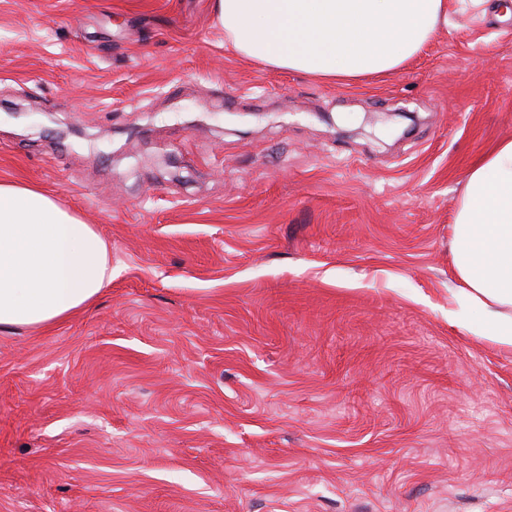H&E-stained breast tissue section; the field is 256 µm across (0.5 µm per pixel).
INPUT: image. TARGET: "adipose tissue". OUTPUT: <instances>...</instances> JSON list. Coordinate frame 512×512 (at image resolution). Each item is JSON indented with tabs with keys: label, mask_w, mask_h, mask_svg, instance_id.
Masks as SVG:
<instances>
[{
	"label": "adipose tissue",
	"mask_w": 512,
	"mask_h": 512,
	"mask_svg": "<svg viewBox=\"0 0 512 512\" xmlns=\"http://www.w3.org/2000/svg\"><path fill=\"white\" fill-rule=\"evenodd\" d=\"M224 44L277 69L347 84L415 57L447 0H213ZM455 321L512 346V139L467 174L454 222ZM112 281L105 240L41 188L0 181V326L40 328L90 306Z\"/></svg>",
	"instance_id": "adipose-tissue-1"
}]
</instances>
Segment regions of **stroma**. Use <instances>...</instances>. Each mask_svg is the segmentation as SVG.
Returning a JSON list of instances; mask_svg holds the SVG:
<instances>
[{"label":"stroma","mask_w":512,"mask_h":512,"mask_svg":"<svg viewBox=\"0 0 512 512\" xmlns=\"http://www.w3.org/2000/svg\"><path fill=\"white\" fill-rule=\"evenodd\" d=\"M508 4L332 85L212 0H0V180L112 250L90 307L0 329V512H512V347L448 316Z\"/></svg>","instance_id":"stroma-1"}]
</instances>
